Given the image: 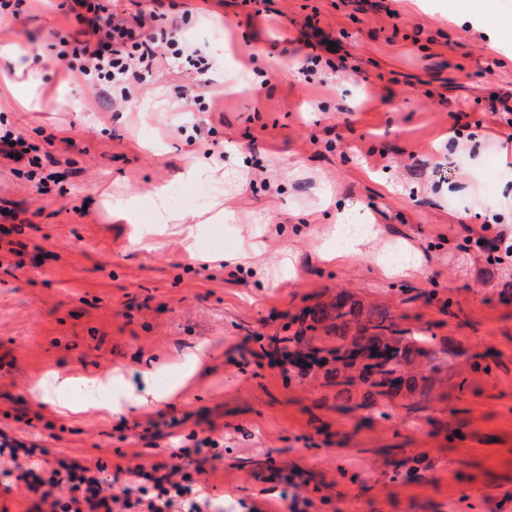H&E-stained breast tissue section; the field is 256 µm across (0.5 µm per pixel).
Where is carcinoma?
Instances as JSON below:
<instances>
[{
  "instance_id": "cac0c4a2",
  "label": "carcinoma",
  "mask_w": 512,
  "mask_h": 512,
  "mask_svg": "<svg viewBox=\"0 0 512 512\" xmlns=\"http://www.w3.org/2000/svg\"><path fill=\"white\" fill-rule=\"evenodd\" d=\"M305 317L311 323L300 327L291 336H274L270 341L281 350L321 368L325 362L336 363L331 376L336 385L349 392L361 384L367 387L365 400L376 402L377 397L393 398L401 392L412 393L417 387L413 375H404L403 366L426 355L432 336L406 338L408 331L400 328L385 308H363L339 293L329 303H319ZM322 325L336 334V345L319 347L307 331ZM355 334H350V330Z\"/></svg>"
}]
</instances>
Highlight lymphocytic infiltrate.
I'll use <instances>...</instances> for the list:
<instances>
[{"instance_id": "obj_1", "label": "lymphocytic infiltrate", "mask_w": 512, "mask_h": 512, "mask_svg": "<svg viewBox=\"0 0 512 512\" xmlns=\"http://www.w3.org/2000/svg\"><path fill=\"white\" fill-rule=\"evenodd\" d=\"M84 29L80 38L61 48L60 59L82 81L103 92L119 90L129 100L143 75L157 71L168 58L184 59L197 70L208 60L198 51L180 48L177 24H166L165 13L123 16L111 0H64ZM166 463L117 466L113 479L98 476L78 463L61 464L49 476L38 477L35 467L21 468L18 478L28 492L39 496L48 512H207L202 498L201 467L191 449L179 448ZM121 494H113V481ZM68 496H61V488Z\"/></svg>"}]
</instances>
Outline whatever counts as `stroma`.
Wrapping results in <instances>:
<instances>
[{"label": "stroma", "instance_id": "35a3bbf8", "mask_svg": "<svg viewBox=\"0 0 512 512\" xmlns=\"http://www.w3.org/2000/svg\"><path fill=\"white\" fill-rule=\"evenodd\" d=\"M59 2L26 0L0 45L55 52L80 29ZM166 2L180 41L211 60L209 111L177 108L202 77L178 66L117 110L79 81L59 94L62 68L34 74L35 108L0 85V116L64 176L42 194L29 164L0 158V226L23 228L17 253L0 250V434L111 473L210 432V512H287L284 467L319 512H512V263L457 247L461 224L490 220L512 190L490 112L512 107V29L491 23L512 0H483L482 21L471 0H266L259 14L246 0ZM307 39L335 45L324 85L306 81ZM461 116L474 138L457 135ZM194 162L208 176L190 177ZM160 187L179 189L184 213L221 199L223 223L198 225L189 246L167 233L134 248L116 204L135 199L151 223ZM339 221L381 232L330 264L319 248ZM228 246L259 256L202 262ZM393 247L417 251L420 272L372 261ZM339 292L435 338L389 418L362 406L364 386L346 397L324 371L265 354ZM55 376L67 383L53 410L40 385ZM149 388L177 394L148 412L129 402ZM348 397L359 410L343 411ZM23 405L31 424L14 418ZM162 413L182 424L148 445L135 425ZM11 466L0 456V512H43Z\"/></svg>", "mask_w": 512, "mask_h": 512}]
</instances>
